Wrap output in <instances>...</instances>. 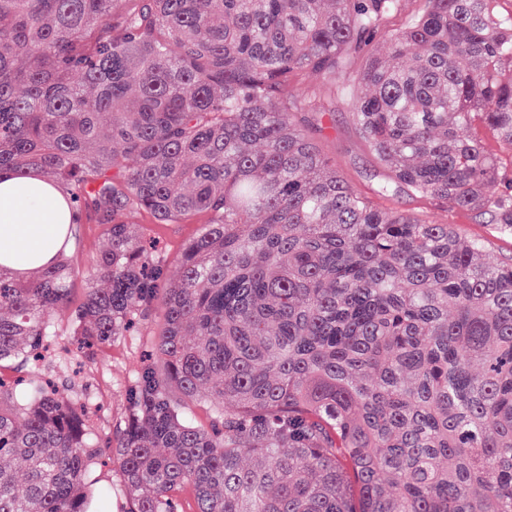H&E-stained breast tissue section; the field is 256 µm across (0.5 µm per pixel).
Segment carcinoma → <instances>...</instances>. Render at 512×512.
<instances>
[{
    "label": "carcinoma",
    "instance_id": "obj_1",
    "mask_svg": "<svg viewBox=\"0 0 512 512\" xmlns=\"http://www.w3.org/2000/svg\"><path fill=\"white\" fill-rule=\"evenodd\" d=\"M428 0L373 54L357 126L403 191L512 233V15ZM404 0H0V175L36 169L108 225L96 284L0 266V512H92L77 403L20 372L69 316L94 349L151 315L115 439L129 512H512V262L380 209L290 87L336 74ZM213 219L168 272L126 216ZM209 409L196 426L190 404ZM476 132L482 140L485 148L499 158L501 166L505 170V174H510L511 154L510 152L494 137L493 133L482 125H476Z\"/></svg>",
    "mask_w": 512,
    "mask_h": 512
}]
</instances>
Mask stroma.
Here are the masks:
<instances>
[{"label":"stroma","instance_id":"stroma-1","mask_svg":"<svg viewBox=\"0 0 512 512\" xmlns=\"http://www.w3.org/2000/svg\"><path fill=\"white\" fill-rule=\"evenodd\" d=\"M426 7V0H408L406 10L387 21L384 29L370 40L368 50H386L388 35L404 29L410 18L423 13ZM368 50L353 54L343 75L303 73L296 78L294 94L299 100L315 102L314 107L303 115L308 135L320 145L337 172L378 207L456 225L462 235L483 240L493 259L512 258V234L501 233L487 216L456 210L432 198L403 193L389 197L378 195L377 188L389 172L358 133L351 99V90L359 82ZM130 221L136 235L144 237L152 248L156 260L171 272L178 266L185 245L199 233L208 218L200 214L179 224H160L148 213L140 212L133 214ZM107 239L105 225L96 220L88 219L78 225L68 250L72 262L80 270L73 284L75 298H82L86 289L92 286V269L106 248ZM57 323L59 350L37 369L25 370L24 375L34 382L51 379L61 396L90 402L88 440L93 447L106 449L108 442L125 427L124 390L155 349L161 332L162 313L154 311L152 317L141 322L134 332L114 338L93 355L70 349L73 336L67 317L58 318ZM88 481L93 486L111 489L112 496L104 512H128L130 493L120 479L118 459L93 464Z\"/></svg>","mask_w":512,"mask_h":512}]
</instances>
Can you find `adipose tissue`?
Here are the masks:
<instances>
[{
    "label": "adipose tissue",
    "instance_id": "ef3b65f1",
    "mask_svg": "<svg viewBox=\"0 0 512 512\" xmlns=\"http://www.w3.org/2000/svg\"><path fill=\"white\" fill-rule=\"evenodd\" d=\"M67 209L62 190L36 173L0 177V265L22 277L51 264Z\"/></svg>",
    "mask_w": 512,
    "mask_h": 512
}]
</instances>
